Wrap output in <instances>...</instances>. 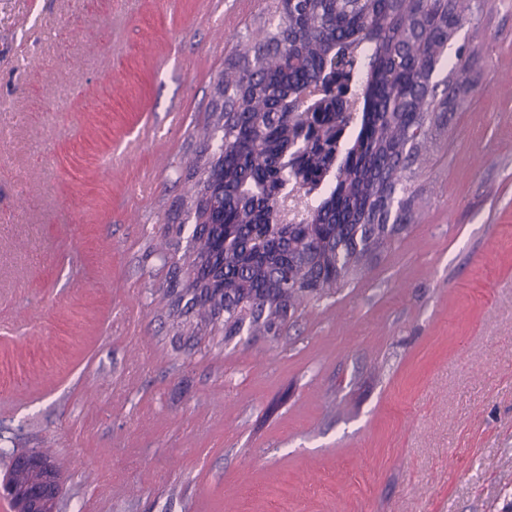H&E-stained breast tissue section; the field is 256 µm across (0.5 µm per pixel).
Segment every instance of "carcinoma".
I'll return each mask as SVG.
<instances>
[{"label":"carcinoma","mask_w":512,"mask_h":512,"mask_svg":"<svg viewBox=\"0 0 512 512\" xmlns=\"http://www.w3.org/2000/svg\"><path fill=\"white\" fill-rule=\"evenodd\" d=\"M490 0H269L217 74L169 220L194 228L165 288L189 318L277 342L415 224L419 183L470 105Z\"/></svg>","instance_id":"cac0c4a2"}]
</instances>
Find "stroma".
I'll use <instances>...</instances> for the list:
<instances>
[{
	"mask_svg": "<svg viewBox=\"0 0 512 512\" xmlns=\"http://www.w3.org/2000/svg\"><path fill=\"white\" fill-rule=\"evenodd\" d=\"M265 7L0 0V476L49 453L58 512H512V0L423 223L280 343L174 337L180 160Z\"/></svg>",
	"mask_w": 512,
	"mask_h": 512,
	"instance_id": "35a3bbf8",
	"label": "stroma"
}]
</instances>
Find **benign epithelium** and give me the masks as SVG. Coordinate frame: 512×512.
<instances>
[{"instance_id": "benign-epithelium-1", "label": "benign epithelium", "mask_w": 512, "mask_h": 512, "mask_svg": "<svg viewBox=\"0 0 512 512\" xmlns=\"http://www.w3.org/2000/svg\"><path fill=\"white\" fill-rule=\"evenodd\" d=\"M60 491V472L41 452L16 456L0 481V496L12 502L14 512H55Z\"/></svg>"}]
</instances>
